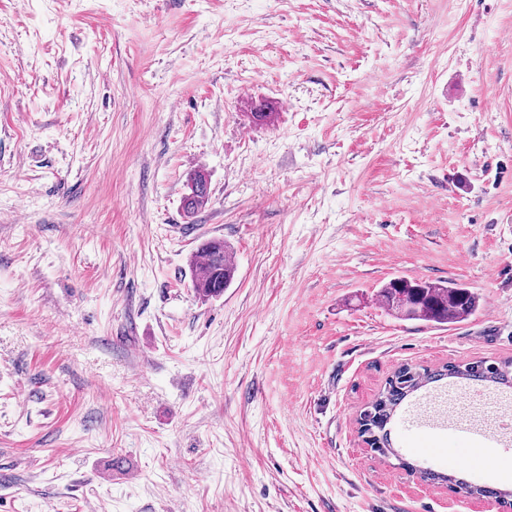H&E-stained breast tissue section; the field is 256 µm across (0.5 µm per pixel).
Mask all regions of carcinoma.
Listing matches in <instances>:
<instances>
[{
  "label": "carcinoma",
  "mask_w": 512,
  "mask_h": 512,
  "mask_svg": "<svg viewBox=\"0 0 512 512\" xmlns=\"http://www.w3.org/2000/svg\"><path fill=\"white\" fill-rule=\"evenodd\" d=\"M209 203L208 178L199 170L190 177L189 193L183 199V209L195 214ZM192 285L203 298L224 293L235 275L230 253L224 241L210 240L202 244L191 261ZM383 308L400 320H415L431 325L456 324L474 316L481 306L478 293L463 284L446 281L431 282L417 278L397 277L385 282L377 291ZM444 376L484 383H511L512 360L500 363L475 361L446 364L436 369L418 370L408 365L396 369L384 388L361 413L367 427L361 429L366 443L382 455L391 452L385 427L401 403L414 392Z\"/></svg>",
  "instance_id": "carcinoma-1"
}]
</instances>
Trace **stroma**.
<instances>
[{"label":"stroma","instance_id":"35a3bbf8","mask_svg":"<svg viewBox=\"0 0 512 512\" xmlns=\"http://www.w3.org/2000/svg\"><path fill=\"white\" fill-rule=\"evenodd\" d=\"M395 277L482 306L398 321ZM507 359L512 0H0V512H508L420 474L512 490V386L357 423ZM189 193L183 199V209L187 214H195L209 203L208 178L199 170L190 177ZM224 249L223 240H210L202 244L191 261L192 285L199 297H216L224 293L235 275V266ZM422 370V371H421ZM418 370L408 365L396 369L386 380L384 388L361 413V426L370 425L361 429L365 442L382 455L392 453L385 427L391 417L395 415L401 403L414 392L435 382L440 377H456L460 380H478L484 383H510L512 382V360L500 363H487L475 361L462 364H446L436 369Z\"/></svg>","mask_w":512,"mask_h":512}]
</instances>
